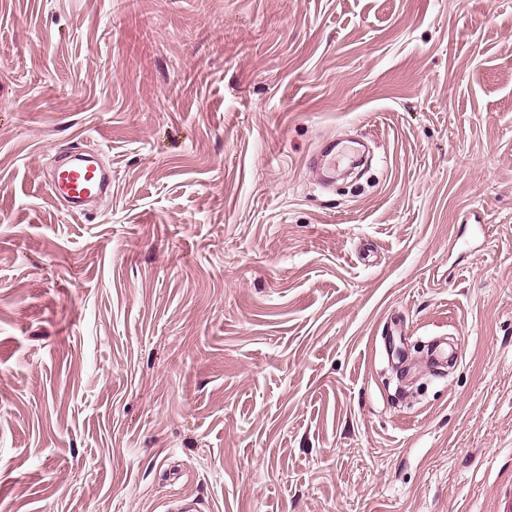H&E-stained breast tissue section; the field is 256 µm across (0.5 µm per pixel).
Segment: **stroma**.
<instances>
[{"label":"stroma","mask_w":512,"mask_h":512,"mask_svg":"<svg viewBox=\"0 0 512 512\" xmlns=\"http://www.w3.org/2000/svg\"><path fill=\"white\" fill-rule=\"evenodd\" d=\"M510 486L512 0H0V512ZM62 163L48 178V189L77 215H85L95 195L102 198L112 191V168L97 161L98 150L90 146L64 151Z\"/></svg>","instance_id":"1"}]
</instances>
